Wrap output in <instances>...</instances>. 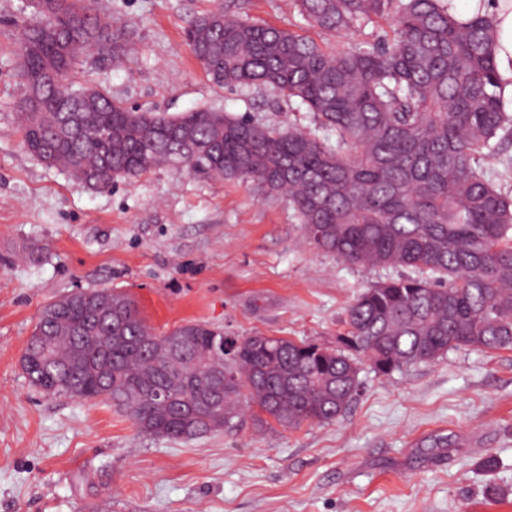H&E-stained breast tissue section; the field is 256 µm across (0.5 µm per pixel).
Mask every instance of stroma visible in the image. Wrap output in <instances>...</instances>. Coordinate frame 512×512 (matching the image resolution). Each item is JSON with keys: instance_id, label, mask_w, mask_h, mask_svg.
Masks as SVG:
<instances>
[{"instance_id": "obj_1", "label": "stroma", "mask_w": 512, "mask_h": 512, "mask_svg": "<svg viewBox=\"0 0 512 512\" xmlns=\"http://www.w3.org/2000/svg\"><path fill=\"white\" fill-rule=\"evenodd\" d=\"M219 5L304 24L293 0H97L136 46L112 63L83 55L76 82L141 112L205 108L331 138L270 89L210 81L185 30ZM34 18L31 0H0V512H512V350L365 368L336 421L270 429L247 410L194 440L29 384L20 356L41 307L78 288L129 293L158 334L201 321L332 344L353 298L388 276L302 245L288 201L254 186L160 166L91 191L32 157L16 103L19 34Z\"/></svg>"}]
</instances>
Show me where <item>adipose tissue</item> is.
<instances>
[{
    "instance_id": "adipose-tissue-1",
    "label": "adipose tissue",
    "mask_w": 512,
    "mask_h": 512,
    "mask_svg": "<svg viewBox=\"0 0 512 512\" xmlns=\"http://www.w3.org/2000/svg\"><path fill=\"white\" fill-rule=\"evenodd\" d=\"M448 12L461 22L479 14L493 16L497 69L505 97L512 98V0H448Z\"/></svg>"
}]
</instances>
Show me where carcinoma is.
<instances>
[{
  "label": "carcinoma",
  "mask_w": 512,
  "mask_h": 512,
  "mask_svg": "<svg viewBox=\"0 0 512 512\" xmlns=\"http://www.w3.org/2000/svg\"><path fill=\"white\" fill-rule=\"evenodd\" d=\"M295 2L336 48L221 7L190 24L187 42L215 85L270 87L335 132L336 145L294 125L139 112L73 88L84 53L118 60L130 32L93 0H50L22 35L24 146L93 190L162 164L253 183L288 196L309 246L405 273L357 295L335 347L226 336L195 321L160 336L122 291L71 292L41 308L27 340L21 365L33 387L100 396L142 434L193 440L246 407L268 416L262 425L333 422L358 396L364 360L388 376L453 350H512V195L479 168L512 133L493 17L463 25L445 0ZM383 18L392 35L363 38ZM154 386L174 401L156 402Z\"/></svg>",
  "instance_id": "carcinoma-1"
}]
</instances>
